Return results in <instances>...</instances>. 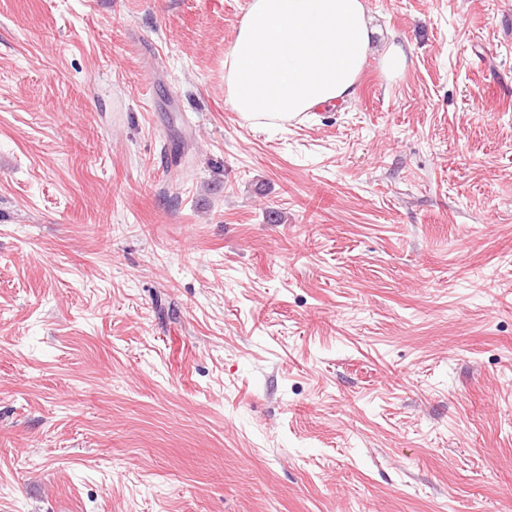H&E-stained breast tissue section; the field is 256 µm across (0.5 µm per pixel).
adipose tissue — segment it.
<instances>
[{
  "label": "adipose tissue",
  "instance_id": "obj_1",
  "mask_svg": "<svg viewBox=\"0 0 512 512\" xmlns=\"http://www.w3.org/2000/svg\"><path fill=\"white\" fill-rule=\"evenodd\" d=\"M373 33L363 0H250L224 60L227 98L264 126L350 102Z\"/></svg>",
  "mask_w": 512,
  "mask_h": 512
}]
</instances>
